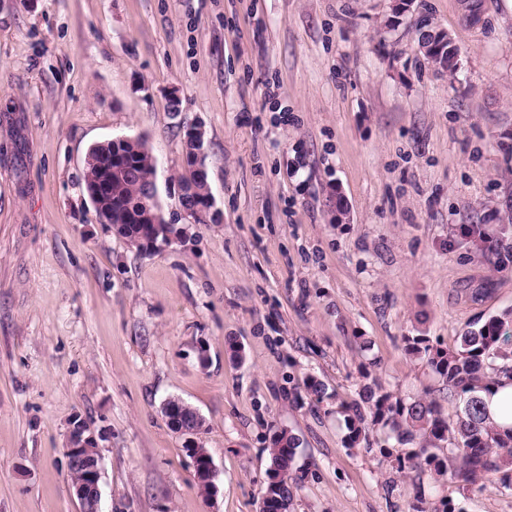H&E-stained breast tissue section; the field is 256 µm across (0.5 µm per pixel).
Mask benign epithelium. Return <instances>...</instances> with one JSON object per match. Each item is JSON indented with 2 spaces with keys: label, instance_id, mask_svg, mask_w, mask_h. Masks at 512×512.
<instances>
[{
  "label": "benign epithelium",
  "instance_id": "7a95c632",
  "mask_svg": "<svg viewBox=\"0 0 512 512\" xmlns=\"http://www.w3.org/2000/svg\"><path fill=\"white\" fill-rule=\"evenodd\" d=\"M419 47L424 53L438 58L446 59L450 55L459 57L458 50L448 36V32L425 20L419 27ZM184 143L188 152L186 158L193 162V170L197 178H206V167L201 163L205 155L203 128L200 126L186 128ZM84 167L88 168L90 177L87 184L88 197L92 202L100 204L104 201L112 181V163H100L88 154L84 159ZM164 413L170 425L184 437L187 453L193 461L199 492L207 499L216 496L217 472L209 453L206 449L199 447L198 436L201 429L182 423L177 407L172 404H164ZM102 439V433L86 426L83 421L76 420L72 423L66 444V456L68 470L79 471V478L72 481L71 489L79 501L81 512H102V468L98 452L99 442Z\"/></svg>",
  "mask_w": 512,
  "mask_h": 512
}]
</instances>
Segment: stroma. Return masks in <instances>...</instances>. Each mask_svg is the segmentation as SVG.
I'll return each instance as SVG.
<instances>
[{
    "label": "stroma",
    "mask_w": 512,
    "mask_h": 512,
    "mask_svg": "<svg viewBox=\"0 0 512 512\" xmlns=\"http://www.w3.org/2000/svg\"><path fill=\"white\" fill-rule=\"evenodd\" d=\"M465 3L415 0L389 27L390 0H0V512H79L76 419L105 433L103 512H259L280 429L301 442L292 512H411L420 492L512 512V488L348 447L336 411L368 378L439 397L405 337L450 346L512 310V0H478L475 23ZM424 16L456 77L419 53ZM189 124L200 218L180 203ZM137 135L178 232L159 252L81 188L91 145ZM170 399L205 420L215 498ZM183 139L186 147V160L190 159L194 163L193 170L196 172L197 178L205 179L207 171L205 165L201 163V159L205 155V131L201 126L187 127ZM189 152H191L190 155ZM202 161L205 162V156ZM164 413L170 425L184 437L187 453L193 461L199 492L207 499L216 496L218 492L216 469L206 449L198 448V436L203 428L183 424L178 416L177 407L169 402L164 404Z\"/></svg>",
    "instance_id": "stroma-1"
}]
</instances>
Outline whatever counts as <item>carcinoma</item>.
<instances>
[{"label":"carcinoma","mask_w":512,"mask_h":512,"mask_svg":"<svg viewBox=\"0 0 512 512\" xmlns=\"http://www.w3.org/2000/svg\"><path fill=\"white\" fill-rule=\"evenodd\" d=\"M121 150L123 163L114 168L105 223L130 244L144 251H160L171 244L174 227L165 223L161 199L150 209L154 223L141 224L145 179L150 173V149L145 138L128 137ZM194 182V198L212 197L209 182L194 180L188 171L182 182ZM512 313L493 316L477 329L463 332L454 346L433 343L428 336L405 337V351L422 360L448 390V403L454 412H445L433 399L402 398L382 390L374 383L364 384L358 398L339 405L347 430L348 447L365 445L394 462L402 472L428 474L439 483L452 480L469 489L486 480L512 487V428L500 429L490 422L482 398L501 377L512 378V348L509 330ZM300 439L281 429L270 437L269 468L286 476L287 481L266 497L267 512H286L293 504L295 490L291 472ZM412 512H462L446 497L438 504H427L419 493Z\"/></svg>","instance_id":"carcinoma-1"}]
</instances>
